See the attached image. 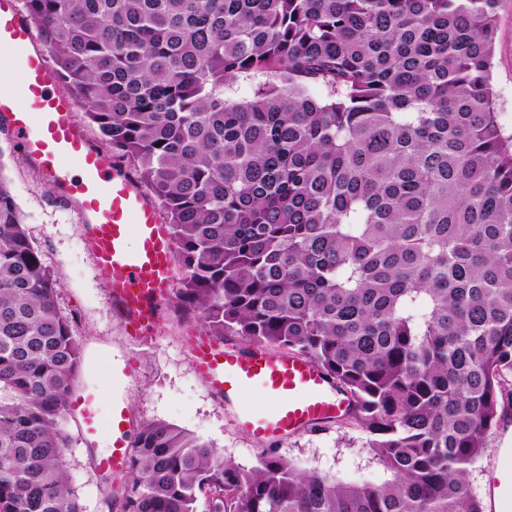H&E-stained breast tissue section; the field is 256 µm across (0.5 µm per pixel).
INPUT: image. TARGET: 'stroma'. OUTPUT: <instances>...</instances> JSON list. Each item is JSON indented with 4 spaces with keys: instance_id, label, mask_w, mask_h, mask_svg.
<instances>
[{
    "instance_id": "35a3bbf8",
    "label": "stroma",
    "mask_w": 512,
    "mask_h": 512,
    "mask_svg": "<svg viewBox=\"0 0 512 512\" xmlns=\"http://www.w3.org/2000/svg\"><path fill=\"white\" fill-rule=\"evenodd\" d=\"M492 79L497 93L496 110L506 132H512V0H499ZM0 173L9 182L34 244L47 263L61 276L59 304L73 317L83 340L84 354L75 391H95L101 396V411L110 414L120 402L134 423L163 421L212 443L225 459L251 468L262 451L255 438L236 427L195 370L187 337L201 335L198 327L180 321L173 308H165L148 339L130 344L112 308L107 282L94 259L92 240L78 221L76 205L64 201L42 177L6 127L0 125ZM137 353L133 380L115 387L111 376L92 374L95 366L111 367L113 359L128 350ZM67 430L72 436L65 468L85 512H108L104 500L109 492L96 468L97 454L107 449L111 429L102 426L87 437L77 414H69ZM512 448V411H504L487 437L482 460L470 473V486L485 496L493 478L487 461L496 449ZM281 457L302 471H317L344 484L375 485L386 482L388 472L367 446V435L353 420L346 419L288 439Z\"/></svg>"
}]
</instances>
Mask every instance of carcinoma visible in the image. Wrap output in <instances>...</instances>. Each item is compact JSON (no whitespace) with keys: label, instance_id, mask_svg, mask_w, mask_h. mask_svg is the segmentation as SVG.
Returning a JSON list of instances; mask_svg holds the SVG:
<instances>
[{"label":"carcinoma","instance_id":"obj_1","mask_svg":"<svg viewBox=\"0 0 512 512\" xmlns=\"http://www.w3.org/2000/svg\"><path fill=\"white\" fill-rule=\"evenodd\" d=\"M498 0H22L60 84L156 199L177 317L311 359L392 479L244 469L161 421L118 512H483L512 400V134ZM251 83L240 101L226 96ZM0 173V512H84L64 470L83 342ZM493 62L496 111L508 134L512 132V0H500L498 3ZM496 448H512V411L508 404L498 424L490 431L487 437V448L470 473V486L472 490L483 500L484 512H491L486 497V487L494 477L487 470V463L495 454ZM493 469L498 470L501 478L494 479V487L498 489L499 499L505 508L512 510V459L511 455L500 458V452H496L492 460Z\"/></svg>","mask_w":512,"mask_h":512}]
</instances>
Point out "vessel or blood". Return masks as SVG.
Segmentation results:
<instances>
[{"instance_id":"obj_1","label":"vessel or blood","mask_w":512,"mask_h":512,"mask_svg":"<svg viewBox=\"0 0 512 512\" xmlns=\"http://www.w3.org/2000/svg\"><path fill=\"white\" fill-rule=\"evenodd\" d=\"M35 24L17 5L0 0V46L9 50L0 69L16 73L13 90H0V122L5 123L61 197L76 200L78 219L86 225L98 270L105 276L112 304L124 322L130 342L153 329L160 308L173 293L175 245L160 218L156 201L111 159L93 148L84 128L73 120L69 98L61 92L46 52L36 49ZM196 371L208 380L225 405L236 407V424L259 439H285L317 425L350 415V394L314 362L262 347L234 349L207 336L193 337ZM256 388L274 403L263 414L245 401ZM98 396L79 392L70 397L85 432L99 425ZM129 418L113 410L112 439L97 466L118 476L129 455ZM500 476L494 486L502 505L512 506V458L496 457Z\"/></svg>"}]
</instances>
